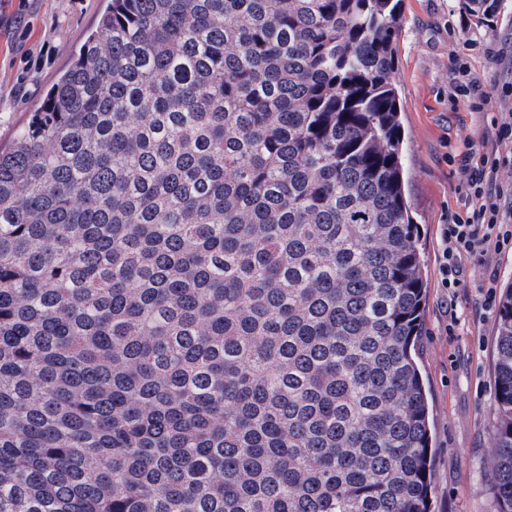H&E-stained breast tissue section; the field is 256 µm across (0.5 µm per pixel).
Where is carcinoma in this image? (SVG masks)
Here are the masks:
<instances>
[{
    "label": "carcinoma",
    "instance_id": "obj_1",
    "mask_svg": "<svg viewBox=\"0 0 512 512\" xmlns=\"http://www.w3.org/2000/svg\"><path fill=\"white\" fill-rule=\"evenodd\" d=\"M401 2L110 0L0 151V512H432ZM493 379L512 512V283Z\"/></svg>",
    "mask_w": 512,
    "mask_h": 512
}]
</instances>
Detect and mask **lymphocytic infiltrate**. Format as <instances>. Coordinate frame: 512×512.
Masks as SVG:
<instances>
[{
    "label": "lymphocytic infiltrate",
    "mask_w": 512,
    "mask_h": 512,
    "mask_svg": "<svg viewBox=\"0 0 512 512\" xmlns=\"http://www.w3.org/2000/svg\"><path fill=\"white\" fill-rule=\"evenodd\" d=\"M494 129L497 150L470 152L460 168L467 188L463 212L438 227V272L447 289L460 286L466 265L486 269L495 256L512 252V206L501 205L512 198V175H503L512 172V108L502 111Z\"/></svg>",
    "instance_id": "f902f5d3"
}]
</instances>
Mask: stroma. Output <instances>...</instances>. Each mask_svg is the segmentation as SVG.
<instances>
[{
  "label": "stroma",
  "instance_id": "stroma-1",
  "mask_svg": "<svg viewBox=\"0 0 512 512\" xmlns=\"http://www.w3.org/2000/svg\"><path fill=\"white\" fill-rule=\"evenodd\" d=\"M108 3L0 0V147L11 146ZM462 67L485 89L512 87V0L482 27L463 16L459 0H403L395 69L406 196L427 266L418 351L434 430L432 512H497L488 467L497 312L480 305L482 270L466 267L453 290L441 288L438 276L437 229L463 208L459 166L467 142L498 116L466 97L451 98Z\"/></svg>",
  "mask_w": 512,
  "mask_h": 512
}]
</instances>
